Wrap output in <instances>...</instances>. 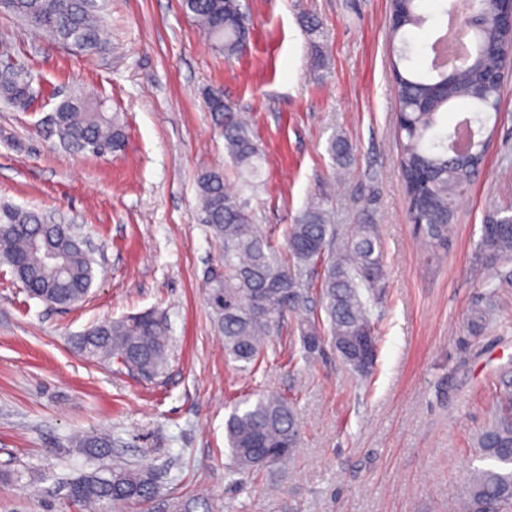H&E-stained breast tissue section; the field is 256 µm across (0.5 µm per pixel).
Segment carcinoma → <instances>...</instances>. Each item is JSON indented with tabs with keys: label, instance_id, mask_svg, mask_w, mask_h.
Here are the masks:
<instances>
[{
	"label": "carcinoma",
	"instance_id": "1",
	"mask_svg": "<svg viewBox=\"0 0 512 512\" xmlns=\"http://www.w3.org/2000/svg\"><path fill=\"white\" fill-rule=\"evenodd\" d=\"M108 0H0V11L43 33L50 40L85 54L106 50L103 18ZM483 14L493 19L478 33L480 52L470 67L438 68L433 55L448 33L442 21L439 33L426 45L428 64L420 70L409 63L408 51L398 52L395 42L422 29L429 16L420 0H390L395 23L389 40L395 92L402 118L397 122L399 168L412 224L431 253L448 244L456 222L460 193L480 172L492 131L487 121L472 123L483 135L465 151L448 147L467 129L442 121L450 109L498 113L502 86L499 71L512 63V27L503 0H476ZM185 12L209 35L212 44L228 56L247 47L251 19L240 3L225 0H182ZM17 76L0 79V99L26 109L43 96L44 86L33 70L15 66ZM208 110L224 136V146L237 169L240 186L230 190L224 171L211 170L198 180L202 223L224 242V264L207 272L205 294L215 328L224 338V354L244 367L259 366L267 356L269 337L285 317L296 318L300 357L309 362L331 347L355 374L365 377L375 358L367 357L366 344L377 345L373 307L384 279L383 247L378 225L369 217L342 232L332 223L333 196L319 190L285 228V246L279 247L258 224L246 192L254 189L265 163L250 121L232 105L207 101ZM57 129L69 143L85 150L102 147L116 152L124 133L101 102L81 96L63 100L55 109ZM327 153L334 170L350 164L353 147L346 136L334 133ZM42 213L0 205V264L9 266L28 294L58 307L83 302L95 278L94 259L83 249L74 228L39 229ZM63 256L60 266L48 265L44 253ZM475 252L481 261L512 256V215L498 213L481 225ZM322 269L318 281L313 274ZM318 288V313L308 307L309 292ZM496 288L483 305L468 315V328L483 329L495 306ZM73 348L90 360L113 359L146 381L162 376L167 368L169 328L159 312H145L104 322L71 339ZM500 410L476 434L473 445L486 465L466 470L462 479L460 512H512V392L497 396ZM234 476L261 467L283 465L299 447L294 404L272 392L234 407L225 426ZM82 453L99 464L69 484V495L86 512H103L104 506L147 502L158 490V475L146 465L107 463L112 439L96 433L76 440Z\"/></svg>",
	"mask_w": 512,
	"mask_h": 512
}]
</instances>
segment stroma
<instances>
[{"mask_svg":"<svg viewBox=\"0 0 512 512\" xmlns=\"http://www.w3.org/2000/svg\"><path fill=\"white\" fill-rule=\"evenodd\" d=\"M248 48L228 57L181 0H111L105 52L78 54L0 13V39L47 86L26 110L0 104V203L59 214L95 248L85 302L60 310L30 298L0 266V512H82L67 482L93 468L78 436L106 432L112 453L152 465L160 490L120 512H456L459 474L493 397L512 384V258L475 277L474 243L490 212L512 208V77L481 172L457 202L455 232L430 255L409 221L395 135L389 0H242ZM322 25L323 66L305 20ZM252 117L266 154L251 206L263 232L283 231L334 179L336 222L368 211L379 226L385 276L373 311L377 359L367 378L334 351L307 362L286 322L267 364L249 373L224 357L202 282L224 244L198 218V178L228 163L205 94ZM104 101L126 135L121 151L69 149L50 116L67 97ZM342 130L350 167L333 175L327 139ZM485 329L466 318L489 285ZM156 310L170 327L162 377L85 359L70 337ZM261 392L294 400L300 448L284 466L230 480L224 424L235 402Z\"/></svg>","mask_w":512,"mask_h":512,"instance_id":"1","label":"stroma"}]
</instances>
